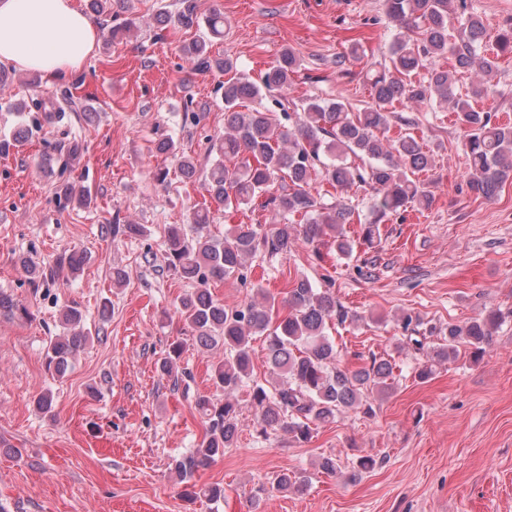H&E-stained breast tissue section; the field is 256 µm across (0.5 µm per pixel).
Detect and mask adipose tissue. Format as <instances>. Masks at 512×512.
Segmentation results:
<instances>
[{
	"mask_svg": "<svg viewBox=\"0 0 512 512\" xmlns=\"http://www.w3.org/2000/svg\"><path fill=\"white\" fill-rule=\"evenodd\" d=\"M98 30L74 0H0V63L49 77L82 68Z\"/></svg>",
	"mask_w": 512,
	"mask_h": 512,
	"instance_id": "1",
	"label": "adipose tissue"
}]
</instances>
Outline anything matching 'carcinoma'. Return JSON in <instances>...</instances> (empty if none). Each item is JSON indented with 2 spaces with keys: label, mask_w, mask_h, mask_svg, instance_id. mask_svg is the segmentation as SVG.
<instances>
[{
  "label": "carcinoma",
  "mask_w": 512,
  "mask_h": 512,
  "mask_svg": "<svg viewBox=\"0 0 512 512\" xmlns=\"http://www.w3.org/2000/svg\"><path fill=\"white\" fill-rule=\"evenodd\" d=\"M383 7L390 23L416 36L397 38L389 45V63L370 77L372 103L357 112L341 97L311 100L281 117L269 108L240 111L244 100L263 95L284 107L276 95L300 66L290 50L257 84L232 78L224 82V134L210 148L214 157L205 177L209 197L226 209L253 205L263 197L260 206L272 203L288 215L302 217L304 224L298 229L280 224L269 230L261 224H237L217 239L208 233L210 212L202 208L190 214L189 223L166 227L168 265L190 285L176 307L189 335L167 344L158 369L172 377L189 349H223L211 365V380L224 399L197 401L207 424L204 439L171 462L182 482L236 445L240 407L235 393L243 387L249 388L260 433L284 430L299 443L309 441L318 426L349 411L372 416L373 402L392 389V359L373 353L365 361L342 364L341 350L327 330L335 323L356 322L359 316L349 314L330 289L317 286L308 276L301 274L290 283L285 314L259 284L252 287L248 300L233 307L211 292V283L217 280L236 276L248 281V262L256 255L286 259L300 242L314 246L318 257L320 248L329 245L339 256L353 253L355 240L347 226L363 217L344 200L315 197L309 190L313 174H321L335 190H371L368 216L359 230L360 240L368 246L380 238V225L390 217L429 209L433 195L420 175L436 166V155L412 132L390 135L391 107L398 102L408 107H451L472 192L491 199L512 182V124L476 107L491 91L499 60L512 55V25L500 28L490 43L486 26L468 11L467 0H383ZM206 26L209 38L184 46L186 63L194 72L214 66L227 72L233 68L230 58L215 62L209 55L210 39L224 35V15H210ZM445 56L454 62L453 69L428 65ZM458 72L473 75L464 94L456 87ZM106 231L114 238L147 233L142 224H108ZM84 261V253L73 249L56 271L45 273L26 257L20 258V265L36 286L66 268L72 273L79 270ZM502 319V312L491 308L462 326L431 327L422 335V320L402 312L394 317L405 332L396 349H411L420 356L415 378L426 382L438 368L455 362L462 347L472 362L480 361ZM82 322L78 307L65 308L63 332L49 342L46 364L60 377L71 370L75 355L90 340L91 331ZM259 338L266 344L271 377L267 385L252 379L253 343ZM308 483L307 476L288 471L275 479L277 490L283 492H301Z\"/></svg>",
  "instance_id": "1"
}]
</instances>
